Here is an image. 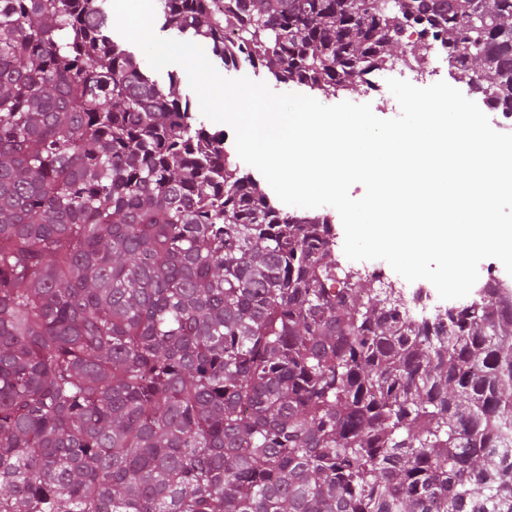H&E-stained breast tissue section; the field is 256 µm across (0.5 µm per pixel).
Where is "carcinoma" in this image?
<instances>
[{
	"label": "carcinoma",
	"instance_id": "cac0c4a2",
	"mask_svg": "<svg viewBox=\"0 0 512 512\" xmlns=\"http://www.w3.org/2000/svg\"><path fill=\"white\" fill-rule=\"evenodd\" d=\"M159 2L327 96L432 38L512 113V0ZM178 86L105 0H0V512H512L502 285L408 320ZM106 10L109 14V17L112 21V36L114 40L121 43L127 50L132 52L141 62L143 68L154 78L156 79L161 85H167L168 84V75L170 73H176L180 78V84H179V92L184 100V98H187L189 100L191 105V116L192 120L191 122L199 126L204 125L207 129H209L211 132L214 131H222L224 132V150L226 153L230 156V160L237 165L240 170L244 173H250L252 177H254L260 184V186L263 188V190L266 192V194L270 197L272 202L283 212L290 213V214H297V215H319V216H328L334 227L336 228L337 233V241L344 244V230L342 226V222L340 219V216L338 212L330 206H323L319 208H313V209H307V208H299V207H292L288 206L284 203H282L270 185L267 183L265 178L261 175V173L255 169L252 166H249L245 164L238 156L236 148H235V136L233 129L224 123H216L213 122L207 118H205L200 111V105L199 100L196 94L193 92V90L190 88L189 80L185 76V70L179 66V65H169L165 67L162 71L158 72L155 71L150 67V65L147 62V59L143 52L133 43L127 41L125 38H123L114 27L115 24V17L114 12L111 6V0H108L106 2Z\"/></svg>",
	"mask_w": 512,
	"mask_h": 512
}]
</instances>
